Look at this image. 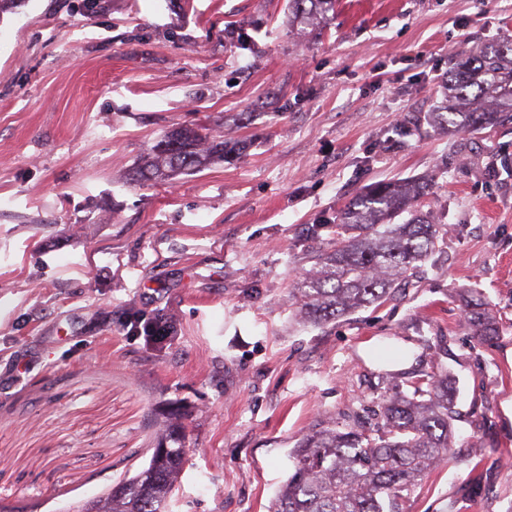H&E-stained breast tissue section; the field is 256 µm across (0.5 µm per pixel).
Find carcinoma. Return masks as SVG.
I'll return each mask as SVG.
<instances>
[{"mask_svg": "<svg viewBox=\"0 0 512 512\" xmlns=\"http://www.w3.org/2000/svg\"><path fill=\"white\" fill-rule=\"evenodd\" d=\"M336 0H289L293 18L317 27L335 10ZM512 117V44L483 46L450 63L445 99L434 121L457 131L478 133ZM175 142L189 161L174 165L164 146ZM245 151L242 142L208 138L192 128L173 130L150 148L135 176L172 178L203 169L228 154ZM428 185L413 179L377 182L350 200L337 216L336 237L312 257L298 277L296 316L324 324L390 298L434 254L437 225L414 209ZM476 340L499 333L482 307L465 315ZM132 331L162 339L176 331L173 320L135 312ZM410 392L388 397L382 420L369 426L332 420L312 427L292 451L294 471L270 512H399L422 479L452 456L453 399L448 375L425 371ZM184 427L173 418L162 430L148 465L92 502L97 512H167L186 455L178 447Z\"/></svg>", "mask_w": 512, "mask_h": 512, "instance_id": "carcinoma-1", "label": "carcinoma"}]
</instances>
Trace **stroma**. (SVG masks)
Returning <instances> with one entry per match:
<instances>
[{
  "mask_svg": "<svg viewBox=\"0 0 512 512\" xmlns=\"http://www.w3.org/2000/svg\"><path fill=\"white\" fill-rule=\"evenodd\" d=\"M0 37V512H82L147 466L171 405L191 452L170 512H269L313 424L375 422L434 366L455 454L403 512H512V123L431 120L453 57L512 40V0H338L313 30L288 0H24ZM180 126L246 150L133 182ZM412 177L442 228L424 275L295 323L343 206ZM132 309L176 334L145 341ZM465 323L478 342H489L498 336V323L485 308L475 307L471 309L465 315Z\"/></svg>",
  "mask_w": 512,
  "mask_h": 512,
  "instance_id": "obj_1",
  "label": "stroma"
}]
</instances>
